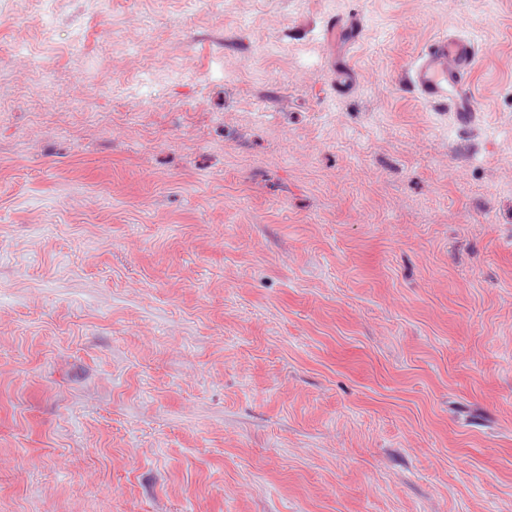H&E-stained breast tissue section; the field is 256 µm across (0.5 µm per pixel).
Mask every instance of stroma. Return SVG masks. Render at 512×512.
<instances>
[{
  "label": "stroma",
  "instance_id": "stroma-1",
  "mask_svg": "<svg viewBox=\"0 0 512 512\" xmlns=\"http://www.w3.org/2000/svg\"><path fill=\"white\" fill-rule=\"evenodd\" d=\"M0 512H512V0H0ZM363 29V21L360 18L350 16L348 18L327 16L320 25V34L324 40H335L336 35H346L349 42L355 41ZM477 57L472 38L441 35L418 52L402 72L401 84L429 105L472 115L477 112L472 105Z\"/></svg>",
  "mask_w": 512,
  "mask_h": 512
}]
</instances>
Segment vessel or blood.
<instances>
[{
    "label": "vessel or blood",
    "instance_id": "vessel-or-blood-1",
    "mask_svg": "<svg viewBox=\"0 0 512 512\" xmlns=\"http://www.w3.org/2000/svg\"><path fill=\"white\" fill-rule=\"evenodd\" d=\"M362 29L360 18L330 15L322 21L320 34L327 40L341 34L354 40ZM477 57L472 38L441 35L418 52L402 72L401 84L429 105L459 115L472 114L475 96L472 75Z\"/></svg>",
    "mask_w": 512,
    "mask_h": 512
}]
</instances>
